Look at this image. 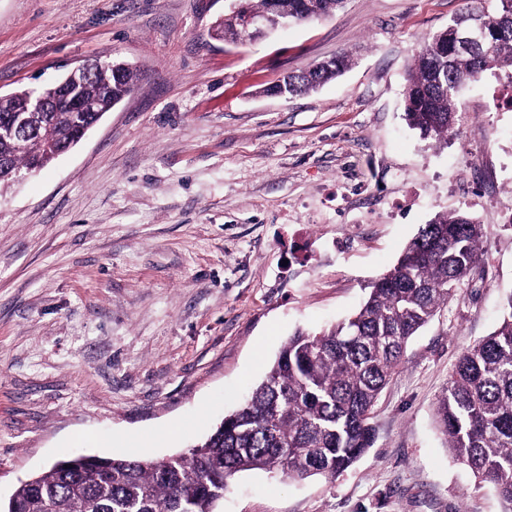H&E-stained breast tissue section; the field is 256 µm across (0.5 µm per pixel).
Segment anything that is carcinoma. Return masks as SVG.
Here are the masks:
<instances>
[{
	"instance_id": "carcinoma-1",
	"label": "carcinoma",
	"mask_w": 512,
	"mask_h": 512,
	"mask_svg": "<svg viewBox=\"0 0 512 512\" xmlns=\"http://www.w3.org/2000/svg\"><path fill=\"white\" fill-rule=\"evenodd\" d=\"M247 12L273 16L270 30L336 14L345 0H243ZM488 24L467 51L458 30ZM224 40L252 37L241 16L217 21ZM352 65L340 53L270 91L308 93ZM512 76V0H468L448 26L428 37L409 67L404 120L424 139L448 144L457 135L456 96L487 72ZM137 80L126 67L98 64L74 90L85 112L23 113L22 141L0 139V188L18 168L34 173L55 150L77 141L80 128L120 102ZM42 89H21L0 100V121ZM485 225L467 210L439 213L423 225L397 263L370 286L360 310L333 328L297 332L282 346L264 379L233 413L188 451L161 460L77 455L21 482L0 512H216L229 480L263 471L297 480L328 479L350 469L372 447L370 424L379 395L392 379L411 338L456 295L480 261ZM438 428L455 461L492 486L502 512H512V294L498 326L466 348L435 407Z\"/></svg>"
}]
</instances>
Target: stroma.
Instances as JSON below:
<instances>
[{"instance_id":"stroma-1","label":"stroma","mask_w":512,"mask_h":512,"mask_svg":"<svg viewBox=\"0 0 512 512\" xmlns=\"http://www.w3.org/2000/svg\"><path fill=\"white\" fill-rule=\"evenodd\" d=\"M229 0H0V92L95 60L138 73L81 142L0 190V497L75 453L186 451L295 330L353 315L436 214L487 236L475 274L409 343L375 439L327 480L238 474L218 512H501L435 427L465 348L512 294V112L460 91L458 137L407 127L424 41L467 0H346L267 37L213 35ZM345 52L319 89L283 76ZM500 184L464 183L466 160Z\"/></svg>"}]
</instances>
